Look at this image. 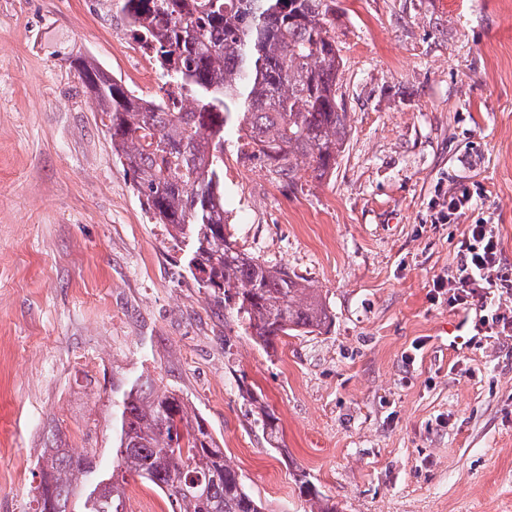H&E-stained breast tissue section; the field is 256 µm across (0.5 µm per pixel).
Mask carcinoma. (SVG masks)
Masks as SVG:
<instances>
[{
	"mask_svg": "<svg viewBox=\"0 0 512 512\" xmlns=\"http://www.w3.org/2000/svg\"><path fill=\"white\" fill-rule=\"evenodd\" d=\"M130 33L147 43L162 76L197 106L166 112L85 60L80 80L108 118L112 152L156 223L187 244L188 268L238 327L266 348L332 321L317 289L232 243L224 220V124L231 112L281 181L336 168L349 136L338 95L343 61L334 0H114ZM111 482L87 455L45 448L32 512H126L128 478L151 484L171 512H265L205 420L176 392L134 384L112 400ZM275 413L256 422L278 438ZM310 512H337L303 470L294 475ZM80 504L76 510L73 505Z\"/></svg>",
	"mask_w": 512,
	"mask_h": 512,
	"instance_id": "obj_1",
	"label": "carcinoma"
}]
</instances>
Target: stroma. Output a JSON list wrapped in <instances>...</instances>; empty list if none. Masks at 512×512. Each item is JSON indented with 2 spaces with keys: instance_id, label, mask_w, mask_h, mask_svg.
Masks as SVG:
<instances>
[{
  "instance_id": "35a3bbf8",
  "label": "stroma",
  "mask_w": 512,
  "mask_h": 512,
  "mask_svg": "<svg viewBox=\"0 0 512 512\" xmlns=\"http://www.w3.org/2000/svg\"><path fill=\"white\" fill-rule=\"evenodd\" d=\"M108 0H0V512H31L42 449L112 466L113 391L139 377L201 415L266 512H512V293L433 282L483 217L512 267V0H336L350 135L335 170L278 182L224 127L232 241L317 288L333 319L264 349L183 270L76 75L147 97ZM258 167V180L241 171ZM481 184L432 221L435 192ZM280 428L269 441L258 405ZM473 204L474 190L467 184H459L448 198L443 197L441 202L438 200L437 220L439 223L449 224L471 210ZM294 481L301 494L308 497L310 512H337L336 503L323 496L309 479V474L303 470H298L294 475Z\"/></svg>"
}]
</instances>
